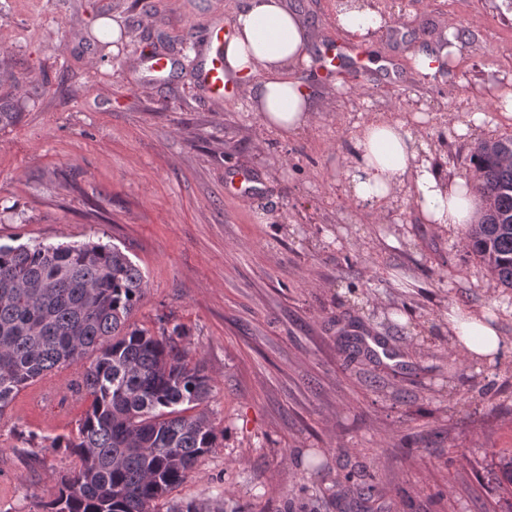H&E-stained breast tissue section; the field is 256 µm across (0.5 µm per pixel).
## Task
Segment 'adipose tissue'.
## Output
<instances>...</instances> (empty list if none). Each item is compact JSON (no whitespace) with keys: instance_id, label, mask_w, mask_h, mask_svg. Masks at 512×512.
I'll return each mask as SVG.
<instances>
[{"instance_id":"ef3b65f1","label":"adipose tissue","mask_w":512,"mask_h":512,"mask_svg":"<svg viewBox=\"0 0 512 512\" xmlns=\"http://www.w3.org/2000/svg\"><path fill=\"white\" fill-rule=\"evenodd\" d=\"M385 19L375 0H336V23L348 41L371 42ZM307 29L287 0H244L224 37L228 73L247 86L250 109L263 132L288 137L305 129L313 103L298 74L310 67ZM355 204L376 210L407 193L422 223L458 228L471 224L480 206L464 178H448L419 135L399 118L357 123L344 170ZM448 329L465 354H495L502 339L484 315L451 309Z\"/></svg>"}]
</instances>
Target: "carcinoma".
<instances>
[{
  "label": "carcinoma",
  "instance_id": "carcinoma-1",
  "mask_svg": "<svg viewBox=\"0 0 512 512\" xmlns=\"http://www.w3.org/2000/svg\"><path fill=\"white\" fill-rule=\"evenodd\" d=\"M475 190L490 200L465 247L512 288V136L478 145ZM145 277L115 245L0 243V415L22 390L76 365L90 403L49 447L75 458L43 512H155L224 431L203 409L212 378L182 326L129 322Z\"/></svg>",
  "mask_w": 512,
  "mask_h": 512
}]
</instances>
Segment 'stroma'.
I'll return each instance as SVG.
<instances>
[{
    "instance_id": "stroma-1",
    "label": "stroma",
    "mask_w": 512,
    "mask_h": 512,
    "mask_svg": "<svg viewBox=\"0 0 512 512\" xmlns=\"http://www.w3.org/2000/svg\"><path fill=\"white\" fill-rule=\"evenodd\" d=\"M242 0H0V63L19 122L0 128V242L93 240L141 269L131 321L182 324L212 377L206 408L218 448L157 501L224 502L226 512H512L499 454L512 455V289L493 287L455 229L421 223L408 198L359 210L343 179L357 122L402 118L449 176L473 178L481 141L512 135L498 112L512 88L507 0H379L381 57L445 46L448 25L476 27L451 57L453 80L405 73L353 87L345 68L308 74L313 119L261 134L236 91L212 105L194 76V38ZM310 54L341 44L334 0H288ZM118 22L120 42L101 37ZM169 54L155 79L148 57ZM486 113L485 128L459 134ZM255 177L248 201L226 176ZM481 310L500 331L498 362L458 355L444 317ZM377 336L394 359L352 354ZM87 402L36 384L0 416V512H42L75 461L24 444L75 428ZM379 495L359 502L363 482Z\"/></svg>"
}]
</instances>
